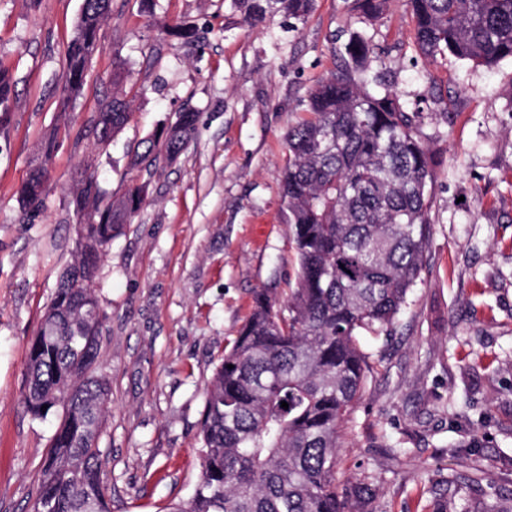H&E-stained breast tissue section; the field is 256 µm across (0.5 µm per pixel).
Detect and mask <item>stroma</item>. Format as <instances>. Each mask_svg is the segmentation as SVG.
I'll return each mask as SVG.
<instances>
[{
    "label": "stroma",
    "mask_w": 512,
    "mask_h": 512,
    "mask_svg": "<svg viewBox=\"0 0 512 512\" xmlns=\"http://www.w3.org/2000/svg\"><path fill=\"white\" fill-rule=\"evenodd\" d=\"M82 6L0 0V64L15 81L0 135V512H33L62 414H30L26 364L78 258L71 200L86 167L108 196L133 178L147 185L94 280L106 314L95 368L112 385L98 440L110 509L165 512L192 496L204 395L224 350L256 291L283 300L295 283L282 136L354 35L375 48L371 71L423 114L438 164L426 269L399 335L363 341L381 367L342 429L336 479L373 480L369 512H512V59H424L401 0L373 21L352 0H316L306 20L271 11L253 27L235 0H112L102 49L66 103ZM180 22L193 39L171 36ZM117 61L132 118L102 145L92 120ZM185 111L196 131L183 151L132 168L130 148ZM53 130L60 146L27 222L17 190Z\"/></svg>",
    "instance_id": "35a3bbf8"
}]
</instances>
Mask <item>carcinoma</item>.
I'll return each instance as SVG.
<instances>
[{"label": "carcinoma", "mask_w": 512, "mask_h": 512, "mask_svg": "<svg viewBox=\"0 0 512 512\" xmlns=\"http://www.w3.org/2000/svg\"><path fill=\"white\" fill-rule=\"evenodd\" d=\"M111 0H83L66 52L63 98L78 92L100 51ZM247 19L266 7L303 20L314 0H238ZM375 17L388 0H354ZM417 47L491 66L512 58V0H404ZM370 48L361 36L342 63L309 92L307 117L283 136L288 162L282 199L293 225L295 286L284 303L257 292L251 311L215 368L199 425L200 478L192 497L168 512H366L374 491L336 482L340 428L376 372L360 338L394 335L398 316L421 277L430 239L428 211L437 159L420 137L421 116L391 90L370 88ZM14 80L0 64V133L9 127ZM112 94L96 113L98 141L110 142L130 120ZM195 131L184 112L163 133L166 156ZM58 146L47 137L18 195L33 210ZM154 140L131 150L132 165L158 159ZM144 186L117 199L84 172L73 196L80 258L61 276L27 358L24 401L37 418L62 416L41 469L34 512H111L101 480L98 439L112 388L93 364L105 315L92 283L104 246L139 208ZM233 368H227V365ZM287 402L288 408L281 407ZM47 410H41L42 406Z\"/></svg>", "instance_id": "1"}]
</instances>
